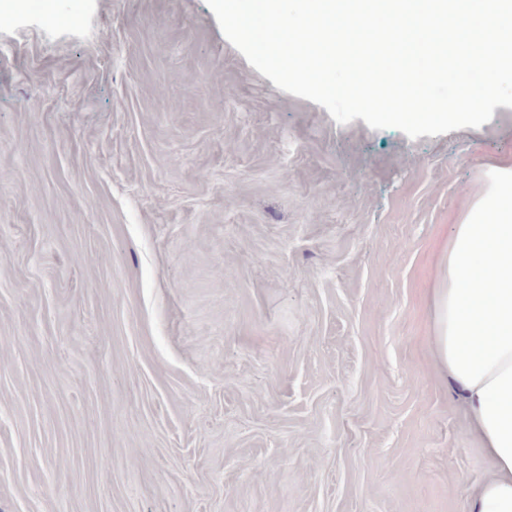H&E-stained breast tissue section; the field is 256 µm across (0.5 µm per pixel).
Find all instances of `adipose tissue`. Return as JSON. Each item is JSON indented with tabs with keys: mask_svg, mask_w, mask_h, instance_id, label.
<instances>
[{
	"mask_svg": "<svg viewBox=\"0 0 512 512\" xmlns=\"http://www.w3.org/2000/svg\"><path fill=\"white\" fill-rule=\"evenodd\" d=\"M487 179L444 252L432 344L493 466L467 512H512V164L491 167Z\"/></svg>",
	"mask_w": 512,
	"mask_h": 512,
	"instance_id": "ef3b65f1",
	"label": "adipose tissue"
}]
</instances>
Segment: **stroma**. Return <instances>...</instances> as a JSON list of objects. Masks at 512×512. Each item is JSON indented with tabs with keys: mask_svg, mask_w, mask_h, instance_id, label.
Instances as JSON below:
<instances>
[{
	"mask_svg": "<svg viewBox=\"0 0 512 512\" xmlns=\"http://www.w3.org/2000/svg\"><path fill=\"white\" fill-rule=\"evenodd\" d=\"M0 512H466L435 363L512 108L409 139L277 88L205 0H0Z\"/></svg>",
	"mask_w": 512,
	"mask_h": 512,
	"instance_id": "obj_1",
	"label": "stroma"
}]
</instances>
